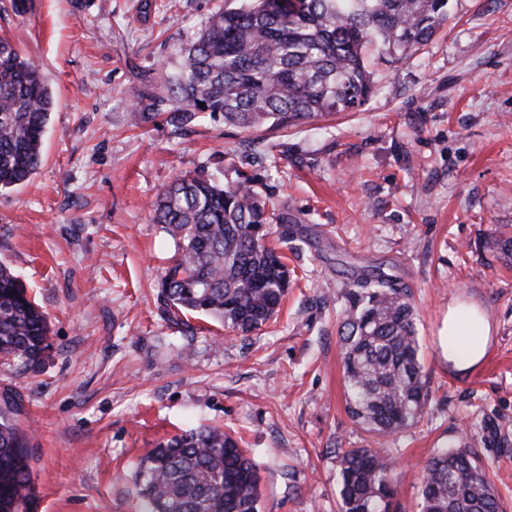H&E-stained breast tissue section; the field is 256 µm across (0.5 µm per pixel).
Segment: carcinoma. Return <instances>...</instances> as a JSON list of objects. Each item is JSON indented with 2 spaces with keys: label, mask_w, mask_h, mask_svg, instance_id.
Listing matches in <instances>:
<instances>
[{
  "label": "carcinoma",
  "mask_w": 512,
  "mask_h": 512,
  "mask_svg": "<svg viewBox=\"0 0 512 512\" xmlns=\"http://www.w3.org/2000/svg\"><path fill=\"white\" fill-rule=\"evenodd\" d=\"M448 0H224L179 61L154 88L133 95L138 126L168 105L182 129L221 115L249 131L287 129L326 113L354 112L373 88L371 60L406 56L448 21ZM53 97L40 66L0 37V190L29 181L42 162ZM245 177L224 184L184 173L150 205L152 221L175 243L159 281L166 320L210 317L246 334L270 320L288 292L285 256L269 225L288 215L269 208ZM352 305L341 322L348 412L363 428L391 435L427 414L416 311L408 288L382 267L352 270ZM48 315L23 282L0 264V356L24 367L43 363ZM0 406V512H32L36 498L28 438ZM340 512H394V463L382 448H337ZM142 512H262L261 465L216 428L176 435L141 458ZM420 512H503L475 452L435 453L418 477Z\"/></svg>",
  "instance_id": "cac0c4a2"
}]
</instances>
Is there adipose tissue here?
<instances>
[{
    "instance_id": "ef3b65f1",
    "label": "adipose tissue",
    "mask_w": 512,
    "mask_h": 512,
    "mask_svg": "<svg viewBox=\"0 0 512 512\" xmlns=\"http://www.w3.org/2000/svg\"><path fill=\"white\" fill-rule=\"evenodd\" d=\"M490 333L488 320L476 308L450 306L447 322L439 334L440 353L454 370L473 371L487 354Z\"/></svg>"
}]
</instances>
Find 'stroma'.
I'll return each instance as SVG.
<instances>
[{
	"label": "stroma",
	"mask_w": 512,
	"mask_h": 512,
	"mask_svg": "<svg viewBox=\"0 0 512 512\" xmlns=\"http://www.w3.org/2000/svg\"><path fill=\"white\" fill-rule=\"evenodd\" d=\"M0 0V35L38 61L54 107L31 180L0 191V262L47 312L36 370L0 358V393L30 439L33 512H141L140 457L215 426L262 468L264 512H338L335 451L385 445L397 500L418 512L417 477L438 450L475 449L512 512V0H448V21L402 60L374 66L356 112L288 130L202 119L174 130L127 118L134 92L174 70V46L224 0ZM262 178L292 272L274 319L234 335L203 316L168 323L158 279L174 242L149 204L184 171ZM383 266L408 287L430 396L419 424L379 438L351 418L341 322L345 264ZM492 326L460 373L439 355L453 301Z\"/></svg>",
	"instance_id": "35a3bbf8"
}]
</instances>
